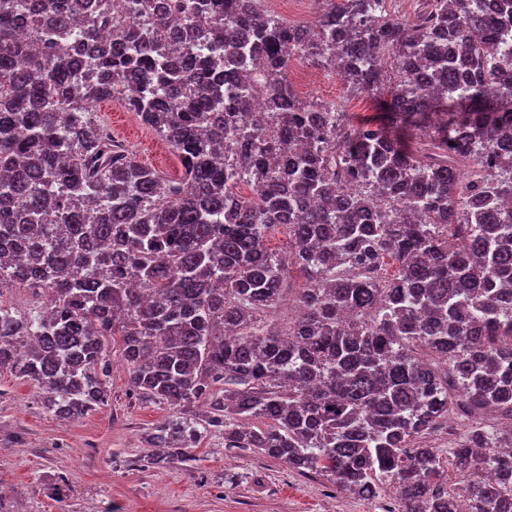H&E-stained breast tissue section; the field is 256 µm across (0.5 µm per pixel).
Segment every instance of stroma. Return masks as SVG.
I'll use <instances>...</instances> for the list:
<instances>
[{
    "label": "stroma",
    "mask_w": 512,
    "mask_h": 512,
    "mask_svg": "<svg viewBox=\"0 0 512 512\" xmlns=\"http://www.w3.org/2000/svg\"><path fill=\"white\" fill-rule=\"evenodd\" d=\"M320 82L304 99L335 105L353 121L381 113L366 94L322 64ZM115 138L158 175H178L169 146L119 99L95 107ZM107 403L88 415L61 419L49 412L30 381L0 372V507L5 512H396L394 494L367 500L332 477L302 475L282 461L224 445L211 432L191 449V461L153 464L145 436L169 415L168 406L137 396L127 369L112 357Z\"/></svg>",
    "instance_id": "stroma-1"
}]
</instances>
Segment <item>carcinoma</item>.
<instances>
[{
  "mask_svg": "<svg viewBox=\"0 0 512 512\" xmlns=\"http://www.w3.org/2000/svg\"><path fill=\"white\" fill-rule=\"evenodd\" d=\"M387 4L289 24L257 0H0V287L50 299L0 305V369L80 417L108 401L115 343L135 394L174 411L146 438L157 463L218 430L400 512H460L449 469L469 512H512V61L490 38L512 0H426L414 21ZM291 53L340 63L414 151L299 98ZM119 95L180 178L96 119ZM293 292L284 336L268 318ZM453 414L469 430L448 458L417 443Z\"/></svg>",
  "mask_w": 512,
  "mask_h": 512,
  "instance_id": "obj_1",
  "label": "carcinoma"
}]
</instances>
